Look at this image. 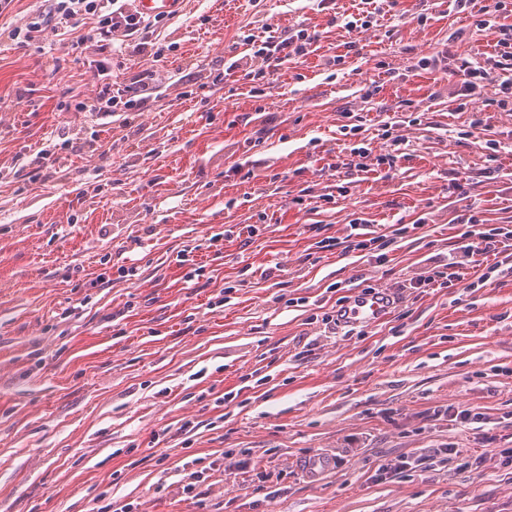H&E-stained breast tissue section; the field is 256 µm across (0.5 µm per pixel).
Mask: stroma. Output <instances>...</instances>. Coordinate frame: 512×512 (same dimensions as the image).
<instances>
[{"label":"stroma","mask_w":512,"mask_h":512,"mask_svg":"<svg viewBox=\"0 0 512 512\" xmlns=\"http://www.w3.org/2000/svg\"><path fill=\"white\" fill-rule=\"evenodd\" d=\"M43 3L0 13V512H512V463L468 465L512 448V275L414 285L468 245L463 211L512 225V176L495 171L512 166V112L483 83L486 129L466 137L453 102L460 58L494 34L448 0H398L362 34L342 21L361 0H190L113 56V88L156 83L104 117L72 109L102 84L70 52L95 17L9 45ZM267 28L318 40L256 98L228 67ZM350 119L374 153L385 124L405 140L388 173L346 167ZM309 186L333 203L294 204ZM355 216L394 236L385 259L340 248ZM183 253L202 267L190 284ZM369 288L396 297L384 320L328 323ZM431 448L457 456L378 477ZM324 455L335 465L310 475Z\"/></svg>","instance_id":"obj_1"}]
</instances>
